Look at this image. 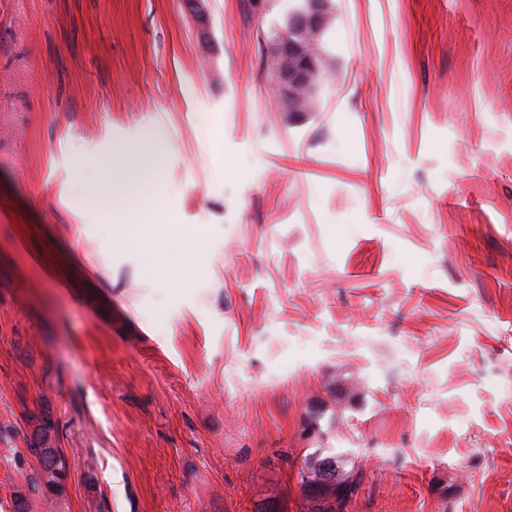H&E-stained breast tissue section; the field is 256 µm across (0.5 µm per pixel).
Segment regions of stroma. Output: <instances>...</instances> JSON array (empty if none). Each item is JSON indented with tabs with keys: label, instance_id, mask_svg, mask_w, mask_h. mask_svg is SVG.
Here are the masks:
<instances>
[{
	"label": "stroma",
	"instance_id": "stroma-1",
	"mask_svg": "<svg viewBox=\"0 0 512 512\" xmlns=\"http://www.w3.org/2000/svg\"><path fill=\"white\" fill-rule=\"evenodd\" d=\"M294 4L0 0V512H307L319 448L347 512H512V0H332L284 112ZM145 130L126 217L211 227L165 280L86 197ZM324 1L306 0L283 28L261 36L263 49L268 42L274 46L276 95L288 112H308L306 95H314L322 83L323 70L315 44L329 21ZM40 465L48 473V485H59L65 475V463L60 455L52 448L38 449ZM324 459H333L335 466L331 472V476L335 478V482L339 488L343 490L348 500H351L358 490L361 482V473L358 470L355 472V467L351 461L340 458L332 454H324L320 452V448L308 454L302 460V466L299 471L300 484L306 494V498L310 501L308 509L310 512H345L340 511V503L338 499L333 500L322 494L317 487V469L318 465ZM304 470H314L312 479L309 483L306 482L307 476Z\"/></svg>",
	"mask_w": 512,
	"mask_h": 512
}]
</instances>
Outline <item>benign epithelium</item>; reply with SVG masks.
Listing matches in <instances>:
<instances>
[{
    "label": "benign epithelium",
    "mask_w": 512,
    "mask_h": 512,
    "mask_svg": "<svg viewBox=\"0 0 512 512\" xmlns=\"http://www.w3.org/2000/svg\"><path fill=\"white\" fill-rule=\"evenodd\" d=\"M329 21L324 0H306L287 24L270 35H262V47L274 46L273 76L278 102L290 112L306 111V96L321 84L323 70L315 44Z\"/></svg>",
    "instance_id": "obj_1"
}]
</instances>
